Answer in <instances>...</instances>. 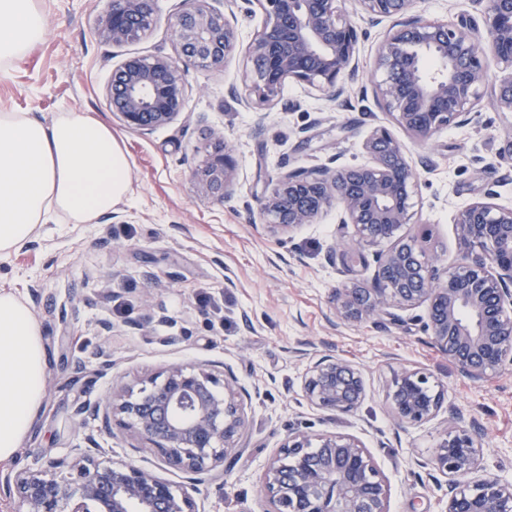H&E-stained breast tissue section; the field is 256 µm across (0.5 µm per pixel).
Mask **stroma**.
I'll use <instances>...</instances> for the list:
<instances>
[{
    "mask_svg": "<svg viewBox=\"0 0 512 512\" xmlns=\"http://www.w3.org/2000/svg\"><path fill=\"white\" fill-rule=\"evenodd\" d=\"M37 2L47 35L25 59L0 69V113L27 112L45 122L69 110L95 114L127 152L132 191L98 223L43 225L30 246L0 257V290L29 306L48 356L43 405L11 468L94 442L113 459L182 484V473L149 444L118 425H84L73 415L79 402L111 397L113 385L137 387L182 364L232 373L249 394L247 439L223 475L202 485L199 512H269L260 478L292 431L356 437L389 481L390 512H441L446 486L432 462L456 410L481 429L484 471L512 481V368L485 383L461 376L424 331L418 309L405 330L331 323V290L348 279L325 260L340 236L335 211L274 237L258 210L269 177L334 158L362 162L363 142L385 129L404 139L413 160L429 164L401 235L455 260L458 209L490 191L512 205V168L498 160L512 139V112L498 109L490 88L482 90L478 122L442 129L424 145L405 140L374 96L383 78L375 58L390 24L370 23L356 0H344L360 37L343 104L289 82L281 101L269 105L246 87L241 58L221 67L191 63L179 119L144 134L122 125L106 88L128 56L174 54L166 21L181 0H152L153 28L121 46L96 34L106 0ZM216 130L237 148L234 180L220 203L194 177ZM148 272L159 279L150 293ZM102 350L114 369L101 370ZM325 354L362 371L366 398L356 411L330 416L305 400L302 374L310 358ZM405 367L429 373L445 393L443 411L412 427L398 424L387 398Z\"/></svg>",
    "mask_w": 512,
    "mask_h": 512,
    "instance_id": "stroma-1",
    "label": "stroma"
}]
</instances>
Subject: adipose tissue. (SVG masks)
I'll return each mask as SVG.
<instances>
[{"label": "adipose tissue", "mask_w": 512, "mask_h": 512, "mask_svg": "<svg viewBox=\"0 0 512 512\" xmlns=\"http://www.w3.org/2000/svg\"><path fill=\"white\" fill-rule=\"evenodd\" d=\"M46 18L35 0H0V60L41 43ZM128 156L111 127L85 112L43 122L0 113V254L41 225L94 224L131 190ZM47 357L38 323L13 292L0 290V462L13 460L43 401Z\"/></svg>", "instance_id": "adipose-tissue-1"}]
</instances>
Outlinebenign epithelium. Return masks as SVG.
<instances>
[{
  "label": "benign epithelium",
  "instance_id": "obj_1",
  "mask_svg": "<svg viewBox=\"0 0 512 512\" xmlns=\"http://www.w3.org/2000/svg\"><path fill=\"white\" fill-rule=\"evenodd\" d=\"M150 2L108 0L97 35L114 45L138 40L155 23ZM182 2L168 19L178 57L131 56L112 70L109 105L131 129L150 132L181 114L187 93L183 61L219 67L242 57L250 90L270 105L290 80L337 102L345 78L356 71L359 33L342 0H250L264 22L247 43L233 17L210 0ZM356 2L371 22L392 20L376 57L384 79L375 97L415 142L428 143L452 123L478 120L488 48L509 68L494 97L501 110L512 112V0H474L483 6L481 27L464 16L448 24L416 15L417 0ZM428 57L438 61L437 69L426 70ZM210 148L195 177L222 201L233 179L236 146L214 131ZM363 150V163L313 166L272 178L259 198L267 231L291 233L338 209V223L352 229V239L331 247L327 262L367 267L364 251L372 248L374 271L368 287L345 282L332 289V321L403 326V313L421 308L425 331L462 375L475 382L494 379L512 366V206L496 203L489 192L459 209V251L449 263L399 235L427 163L414 162L384 130L368 137ZM389 241V249H379ZM302 390L313 407L329 414L352 412L366 397L361 371L334 356L308 366ZM245 397L229 373L220 378L200 366L172 365L138 389L117 384L106 402L76 406L80 420H113L151 444L185 475L184 485L131 460L114 461L104 448H73L63 457L46 455L16 473H0V492L14 501V512H89L91 504L94 512H198L199 485L241 447ZM387 397L396 420L407 425L434 419L445 403L431 377L411 368L394 375ZM480 455L474 423L461 422L445 435L434 458L446 482L441 512H512V481L482 473ZM261 485L270 512H389L388 482L373 457L355 437L336 432L288 434Z\"/></svg>",
  "mask_w": 512,
  "mask_h": 512
}]
</instances>
